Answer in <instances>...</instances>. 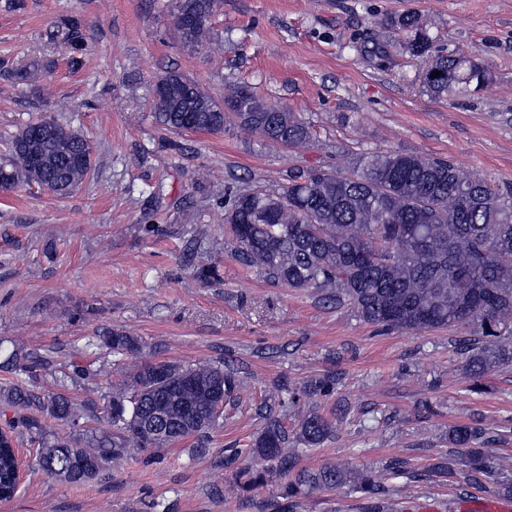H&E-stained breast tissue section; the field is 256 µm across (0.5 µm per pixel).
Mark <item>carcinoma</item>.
Instances as JSON below:
<instances>
[{
    "instance_id": "cac0c4a2",
    "label": "carcinoma",
    "mask_w": 512,
    "mask_h": 512,
    "mask_svg": "<svg viewBox=\"0 0 512 512\" xmlns=\"http://www.w3.org/2000/svg\"><path fill=\"white\" fill-rule=\"evenodd\" d=\"M223 8L224 0H170L175 35L183 47L197 51L209 44L213 19ZM391 25L402 34L399 49L429 59L420 79L427 94L458 97L489 86L488 65L469 50H440L419 14H400ZM58 33L68 46L71 66L78 67L88 45L87 27L69 16ZM41 68L36 60L17 68L0 59V76L16 84H33ZM435 72L439 77H432ZM150 114L156 124L175 132L222 133L233 119L268 147H305L313 139L305 118L267 104L247 85L233 84L224 98L216 99L175 71L151 83ZM91 166V147L78 130L53 116L40 117L8 139L0 158V191L37 185L66 197ZM223 208L238 261L267 280L315 289L330 301L350 305L364 323L388 331L418 335L473 326L471 335L456 344L475 390L489 371L512 364V187L490 186L445 159L366 151L349 172L296 168L279 189H244L224 201ZM86 347L134 363L133 373L112 386L103 406L93 400L77 403L65 394L97 375L74 361L54 375L56 390L41 394L17 387L8 395L13 404L35 410L18 419L36 446L31 469L65 483L96 479L132 448H160L205 434L220 426L224 406L235 402L239 379L231 367L149 361L141 341L118 328L96 331ZM53 364L50 353L13 351L0 361V370L34 378ZM336 384L337 378L327 375L309 384L306 394L326 396ZM258 411L266 423L251 454L272 466L241 468L243 491L264 487L276 474L286 478L281 495L293 501L348 482L367 498L389 493L383 476L372 471L352 477L336 465H300L285 452L288 430L273 406L265 402ZM47 415L72 425L100 420L107 428L86 427L62 439L46 430ZM298 426L296 438L307 447L333 432L332 421L316 411L301 416ZM493 441L484 428L460 425L448 431V444L464 449L465 483L492 482L499 494L512 498V480L498 479L491 466L485 445ZM15 487V452L3 449L4 498H11Z\"/></svg>"
}]
</instances>
